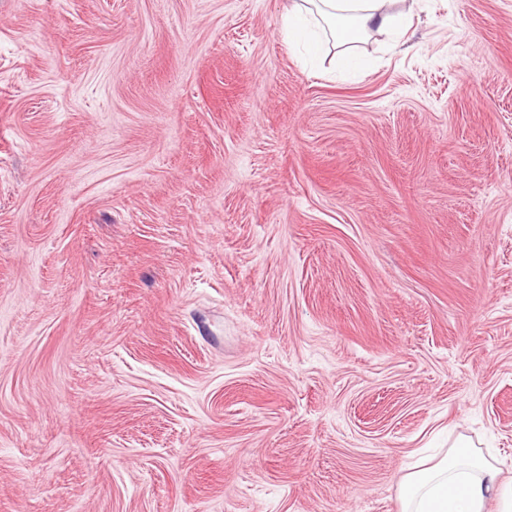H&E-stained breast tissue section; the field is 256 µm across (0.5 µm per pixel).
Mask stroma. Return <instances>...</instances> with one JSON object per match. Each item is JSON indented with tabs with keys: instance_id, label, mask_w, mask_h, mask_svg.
<instances>
[{
	"instance_id": "35a3bbf8",
	"label": "stroma",
	"mask_w": 512,
	"mask_h": 512,
	"mask_svg": "<svg viewBox=\"0 0 512 512\" xmlns=\"http://www.w3.org/2000/svg\"><path fill=\"white\" fill-rule=\"evenodd\" d=\"M283 0H0V512H399L512 476V0L310 61ZM399 489L400 512H486L490 501L507 491L512 510V484L502 468L470 441L458 439L441 456L419 458L406 468Z\"/></svg>"
}]
</instances>
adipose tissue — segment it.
<instances>
[{"instance_id": "adipose-tissue-1", "label": "adipose tissue", "mask_w": 512, "mask_h": 512, "mask_svg": "<svg viewBox=\"0 0 512 512\" xmlns=\"http://www.w3.org/2000/svg\"><path fill=\"white\" fill-rule=\"evenodd\" d=\"M288 44L312 38L316 49L333 46L342 65L355 62L354 50L371 30L395 31L403 16L385 8V0H287L282 13ZM497 461L470 441H455L444 454L410 464L399 489L400 512H487L490 501L508 497Z\"/></svg>"}]
</instances>
